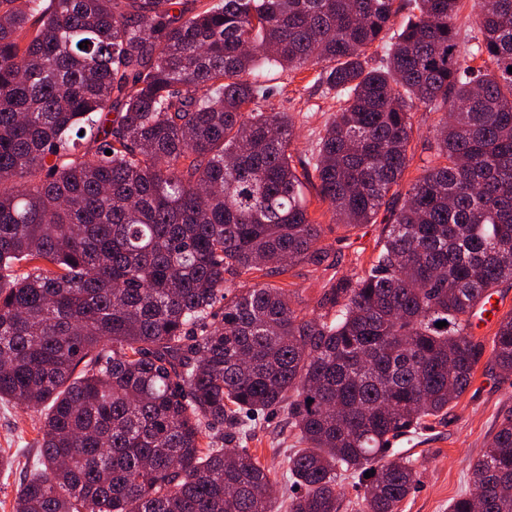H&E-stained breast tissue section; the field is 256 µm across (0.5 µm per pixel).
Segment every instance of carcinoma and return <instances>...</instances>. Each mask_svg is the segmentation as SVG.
I'll use <instances>...</instances> for the list:
<instances>
[{
    "mask_svg": "<svg viewBox=\"0 0 512 512\" xmlns=\"http://www.w3.org/2000/svg\"><path fill=\"white\" fill-rule=\"evenodd\" d=\"M460 10L0 0V401L40 415L13 512H340L348 477L363 512H397L418 478L390 447L468 390L470 317L512 280V0H473L466 29ZM323 62L340 108L297 166L269 74ZM420 110L438 128L397 207ZM312 171L344 227L392 219L309 313L272 279L327 259ZM492 360L512 372V314ZM277 407L286 506L239 447ZM472 476L448 512H512V415ZM407 10H403L398 13V15L394 18V25L392 28L387 31L383 42H376L366 53V62L368 67H377L381 65L382 59L384 58V43L390 41V37L393 35V33H396L403 20L404 16L406 15Z\"/></svg>",
    "mask_w": 512,
    "mask_h": 512,
    "instance_id": "cac0c4a2",
    "label": "carcinoma"
}]
</instances>
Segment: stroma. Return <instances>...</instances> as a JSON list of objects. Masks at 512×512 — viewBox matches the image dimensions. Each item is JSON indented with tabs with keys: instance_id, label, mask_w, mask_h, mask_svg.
<instances>
[{
	"instance_id": "stroma-1",
	"label": "stroma",
	"mask_w": 512,
	"mask_h": 512,
	"mask_svg": "<svg viewBox=\"0 0 512 512\" xmlns=\"http://www.w3.org/2000/svg\"><path fill=\"white\" fill-rule=\"evenodd\" d=\"M320 66L288 70L278 76L279 88L272 99L274 110L293 116L296 140L294 159L310 157L324 134V125L336 113L338 104L319 79ZM438 121L433 112H417L413 117L415 152L394 191L404 196L410 184L423 173L427 156L425 145ZM308 212L320 224V248L329 254L320 266L295 264L287 282L294 301L300 307L318 308L325 292L336 279L363 271L376 247L382 228L390 221L387 209H380L373 223L354 229L337 224L328 204L319 196L317 184L306 191ZM512 412V375L496 368L489 359H481L470 388L441 420L401 436L393 442L394 452L410 458L419 479L417 488L398 508V512H448L449 503L474 490L471 468L485 444L496 433L503 417ZM32 417L17 405L0 402V455L14 457L10 477L0 476V512H12V503L25 467L38 452V436ZM295 437L282 409L266 411L253 423L245 442L261 463L276 475L275 497H283L286 488L284 460Z\"/></svg>"
}]
</instances>
